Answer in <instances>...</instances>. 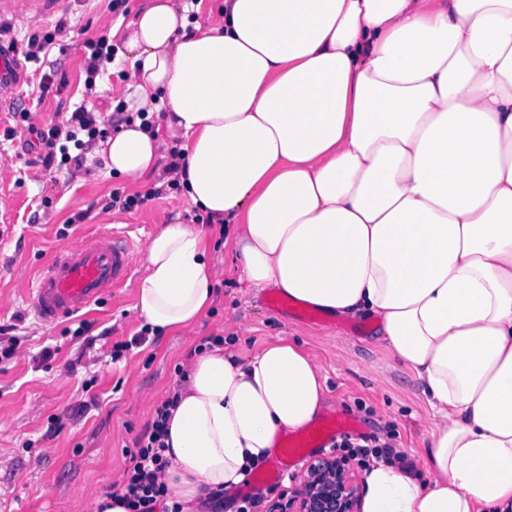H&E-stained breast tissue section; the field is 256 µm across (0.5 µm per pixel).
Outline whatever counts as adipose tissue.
<instances>
[{
    "label": "adipose tissue",
    "mask_w": 512,
    "mask_h": 512,
    "mask_svg": "<svg viewBox=\"0 0 512 512\" xmlns=\"http://www.w3.org/2000/svg\"><path fill=\"white\" fill-rule=\"evenodd\" d=\"M123 48L162 117L99 141L106 172L177 179L249 287L372 318L418 380L431 479L371 461L362 512H512V0H148ZM143 269L151 333L210 311L201 228L161 225ZM179 393L163 481L193 512L312 424L325 385L281 337L196 354Z\"/></svg>",
    "instance_id": "1"
}]
</instances>
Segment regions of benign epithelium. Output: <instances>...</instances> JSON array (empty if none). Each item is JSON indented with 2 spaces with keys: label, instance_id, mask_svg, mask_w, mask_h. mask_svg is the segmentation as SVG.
Here are the masks:
<instances>
[{
  "label": "benign epithelium",
  "instance_id": "benign-epithelium-1",
  "mask_svg": "<svg viewBox=\"0 0 512 512\" xmlns=\"http://www.w3.org/2000/svg\"><path fill=\"white\" fill-rule=\"evenodd\" d=\"M275 512H360V483L351 459L332 455L311 462Z\"/></svg>",
  "mask_w": 512,
  "mask_h": 512
}]
</instances>
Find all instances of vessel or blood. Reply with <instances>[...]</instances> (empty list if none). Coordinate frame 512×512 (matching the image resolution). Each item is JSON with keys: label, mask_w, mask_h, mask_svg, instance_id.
Instances as JSON below:
<instances>
[{"label": "vessel or blood", "mask_w": 512, "mask_h": 512, "mask_svg": "<svg viewBox=\"0 0 512 512\" xmlns=\"http://www.w3.org/2000/svg\"><path fill=\"white\" fill-rule=\"evenodd\" d=\"M134 251L135 241L129 232L114 230L60 247L28 290L35 316L51 324L105 299L130 278ZM350 429V423L335 414L319 419L281 444L274 473L293 474L310 457L327 450L336 435Z\"/></svg>", "instance_id": "obj_1"}]
</instances>
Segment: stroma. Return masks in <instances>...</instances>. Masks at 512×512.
<instances>
[{
  "label": "stroma",
  "instance_id": "stroma-1",
  "mask_svg": "<svg viewBox=\"0 0 512 512\" xmlns=\"http://www.w3.org/2000/svg\"><path fill=\"white\" fill-rule=\"evenodd\" d=\"M143 3L128 0L127 12L121 13L111 10L110 0H64L49 14L24 20L20 14L27 11V0H16V13L0 15V49L10 52L13 74L20 79L19 108L31 112L41 127L65 121L81 105L107 126L143 111L122 78L130 70L126 61L106 64L94 93L84 86L85 41L106 36L122 48L132 15ZM60 22L65 28L59 32ZM51 30L56 39L48 59L27 60L29 37ZM47 72L54 83L44 94L38 85ZM9 126L17 130L10 140L0 127V210L12 214L9 233L0 241V326H12L20 344L10 360L0 362V512H92L93 498L118 482L126 449L177 386V367L188 365L191 350L211 336L223 337L248 356L280 337L298 342L315 357L325 380L323 414L352 419L359 436L390 435L406 458L424 454L431 411L412 370L384 348L373 322L307 321L292 308L270 310L274 287L257 290L240 282L230 249L214 252L224 275L210 314L190 332L155 337L119 361L110 357L113 345L140 330L133 305L142 254H135L126 284L82 318L52 325L40 321L30 310L27 288L56 247L128 224L146 241L161 224L176 218L192 224L196 215L181 191L166 188L131 211L113 209V190L143 194L152 191V182L136 185L107 174L100 157L91 154L79 167L44 169L38 143L23 131L20 117L11 118ZM82 319L91 322V331L73 335ZM46 347L56 350L52 360L41 358ZM81 401L88 410L73 418L72 408ZM56 418L63 428L54 433L50 426ZM297 485L289 478L244 483L220 501H207L200 512H237L247 494L258 497L266 510Z\"/></svg>",
  "mask_w": 512,
  "mask_h": 512
}]
</instances>
